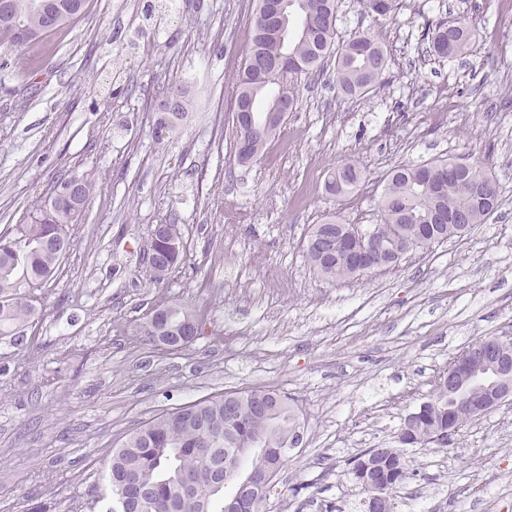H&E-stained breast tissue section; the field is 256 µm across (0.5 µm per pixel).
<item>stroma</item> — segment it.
Returning a JSON list of instances; mask_svg holds the SVG:
<instances>
[{
    "instance_id": "stroma-1",
    "label": "stroma",
    "mask_w": 512,
    "mask_h": 512,
    "mask_svg": "<svg viewBox=\"0 0 512 512\" xmlns=\"http://www.w3.org/2000/svg\"><path fill=\"white\" fill-rule=\"evenodd\" d=\"M252 9L88 0L46 37L34 80L0 47V231L25 223L59 177L96 181L36 293L35 325L0 338V512H103V465L129 434L255 389L294 398L305 423L266 512H364L349 459L397 447L405 416L468 343L512 336V0H401L387 18L339 0L336 44L378 38L383 84L351 97L335 72L300 77L280 133L242 164L232 94ZM448 17L479 35L464 58L430 49L429 25ZM172 83L186 116L158 137ZM448 157L494 174L486 223L346 281L310 268L312 225L380 223L391 167ZM343 163L361 179L334 196L325 182ZM157 224L179 225L185 252L161 281L146 262ZM160 300L199 314L203 333L185 349L141 336ZM403 453L412 474L393 512H512V402L446 447Z\"/></svg>"
}]
</instances>
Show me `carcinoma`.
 I'll return each mask as SVG.
<instances>
[{"instance_id": "obj_1", "label": "carcinoma", "mask_w": 512, "mask_h": 512, "mask_svg": "<svg viewBox=\"0 0 512 512\" xmlns=\"http://www.w3.org/2000/svg\"><path fill=\"white\" fill-rule=\"evenodd\" d=\"M288 12L296 18L292 36L283 41L278 26L258 27V15L264 0H256L249 25L248 55L257 54L273 60L294 54L303 61V70L286 75L243 67L236 78L233 112L243 104L250 120L240 124L232 119L236 133L237 158L240 162L256 159L268 138L260 137L251 126L264 124L274 111L276 101L288 96L296 102L295 81L301 75L323 71L335 60L336 86L353 95H366L382 83L386 56L381 43L373 36L360 34L341 47H335L337 0H285ZM71 17L41 32V36L75 22L84 12L86 0H67ZM11 17L40 27L43 15L56 10L55 0H10ZM475 34L464 23L439 20L432 28L433 51L442 57L461 56L470 48ZM185 92H180L178 111L159 121L155 132L172 128L185 112ZM360 180L359 170L350 163L336 166L326 182L333 195L351 191ZM68 178L58 181L48 199L29 214V221L0 234V335L14 336L31 323L36 307L31 295L46 286L55 276L60 258L70 249L67 225L81 215L95 191L93 179L82 178L81 200L76 205L59 200V192ZM486 169L476 165H456L453 159H435L421 166L398 165L386 174L381 198L382 224L379 237L386 249L399 239H414L421 247L463 234L455 224L463 218L470 224H483L496 210L495 196L485 194ZM444 211L448 223H433L434 214ZM355 230L351 224L337 227L329 219L313 226L304 245L305 257L316 273L328 282L359 276L346 253L342 235ZM153 233L161 241L167 256L163 271H153L155 280L177 268L183 258L180 229L176 224H158ZM324 239L329 248L322 251L310 245V239ZM157 308L168 311V326L174 328L186 319L199 321L191 309L177 303L160 302ZM237 415L226 412L225 396L192 402L166 412L144 424L107 460V480L112 496L122 494V480L129 471L138 472L165 507L151 504L143 512H196L186 499L179 474L191 471L197 486L208 492L201 512H225L224 501L236 499L235 512H263L267 494L247 491L239 483L224 481V466L232 465L244 472L252 466L268 470L269 484L276 485L288 449L303 440L300 411L294 399L273 391L252 390L234 393ZM409 439L399 444L427 448L448 445L449 437L436 441L437 428L448 420V392L436 391L430 402L406 415ZM377 464L376 473L388 483L387 492L409 479L408 460L396 448L366 449L349 460V472L363 485L365 465Z\"/></svg>"}]
</instances>
